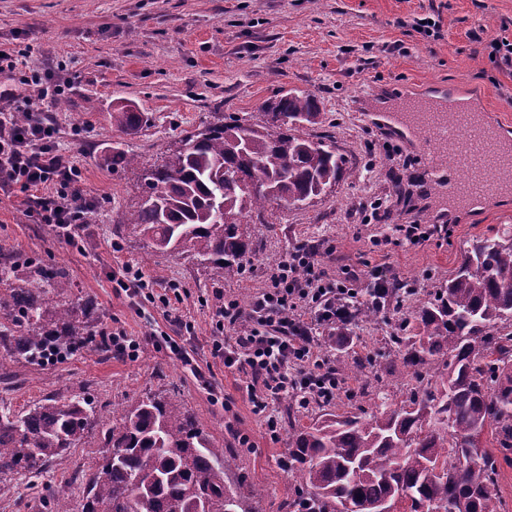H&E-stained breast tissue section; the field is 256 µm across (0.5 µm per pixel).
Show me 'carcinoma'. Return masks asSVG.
Here are the masks:
<instances>
[{
	"mask_svg": "<svg viewBox=\"0 0 512 512\" xmlns=\"http://www.w3.org/2000/svg\"><path fill=\"white\" fill-rule=\"evenodd\" d=\"M319 115L311 94L286 93L256 121L234 119L186 133L163 163L146 171L138 209L126 225L154 252L186 255L217 279L251 253L243 219L271 203L307 205L343 173L336 147L305 132ZM148 117L112 109V125L133 132ZM18 264H0V371L68 349L88 331L92 303L68 299L64 274L38 264L24 285ZM373 292L349 306L318 341L354 336L378 317ZM419 333L392 336L415 381L393 402L373 393L372 410L328 411L291 422L283 458L294 483L288 512H371L378 502L410 512H503L496 484L512 464V227L491 226L468 242L460 267L432 301L415 306ZM369 378L371 357L336 367ZM91 400L46 398L21 413L0 410V476H37L76 446L91 425ZM490 432L492 447L469 455ZM105 454L95 463L81 512H252L224 481L229 461L182 406L148 395L112 414Z\"/></svg>",
	"mask_w": 512,
	"mask_h": 512,
	"instance_id": "obj_1",
	"label": "carcinoma"
}]
</instances>
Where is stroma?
<instances>
[{
    "label": "stroma",
    "mask_w": 512,
    "mask_h": 512,
    "mask_svg": "<svg viewBox=\"0 0 512 512\" xmlns=\"http://www.w3.org/2000/svg\"><path fill=\"white\" fill-rule=\"evenodd\" d=\"M433 15L437 34L419 24ZM474 32L480 41L471 40ZM504 35L512 39V0H0V43L69 82L66 97L43 110L93 205L69 242L40 221L27 194L0 192V257L59 269L71 300L95 307L85 342L0 376V407L17 413L48 397H85L95 407L93 426L39 477L0 479V512H41L50 492L79 508L113 410L149 394L190 411L231 460L230 486L250 489L249 507L288 512L290 476L281 463L288 432L268 430L240 374L212 353L220 298L248 301L264 287L267 269L305 243L332 247L323 267L352 287L363 288L366 264H382L415 288V300L426 301L455 272L469 239L490 225H512V201L491 198L452 218L441 213L423 154L407 139L384 138L372 116L378 101L479 98L488 119L512 138V73L489 57L490 41ZM291 90L317 98L320 116L308 132L334 143L346 174L309 205L272 204L247 216L253 252L237 275L213 279L194 261L152 252L129 234L126 216L142 197L144 168L185 133L259 115ZM120 101L148 115L137 133L113 128ZM123 155L137 164L123 165ZM444 223V241L412 245L396 230ZM125 263L141 269L156 291L176 286L180 300L166 307L117 290L112 273ZM402 317L384 310L350 350L328 348L331 361L389 354L385 338ZM184 320L192 334L182 333ZM115 328L139 342L137 357L106 349L105 334ZM162 336L177 338L188 359L156 347ZM356 386L349 378L333 400L301 405L285 396L273 409L280 420L297 415L308 423L323 411L350 409Z\"/></svg>",
    "instance_id": "stroma-1"
}]
</instances>
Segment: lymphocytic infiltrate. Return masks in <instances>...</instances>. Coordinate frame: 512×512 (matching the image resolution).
Wrapping results in <instances>:
<instances>
[{"instance_id": "obj_1", "label": "lymphocytic infiltrate", "mask_w": 512, "mask_h": 512, "mask_svg": "<svg viewBox=\"0 0 512 512\" xmlns=\"http://www.w3.org/2000/svg\"><path fill=\"white\" fill-rule=\"evenodd\" d=\"M64 90L46 70L30 69L21 87L0 88V188H19L43 223L55 227L60 238L71 239L76 225L87 223L90 204L78 192L79 171L59 149L57 132L36 107L37 100L58 98ZM29 115L17 124L15 113ZM57 187L52 198L40 197L46 184ZM358 289L330 278L321 265L319 247H298L266 272L261 292L248 303L225 297L216 310L212 352L224 367L242 376L244 389L256 413L266 415L269 431L280 427L270 406L280 396L294 394L301 402L335 397L339 388L334 367L318 349L310 329L335 328L338 304L357 299ZM237 328L234 336L225 335Z\"/></svg>"}]
</instances>
